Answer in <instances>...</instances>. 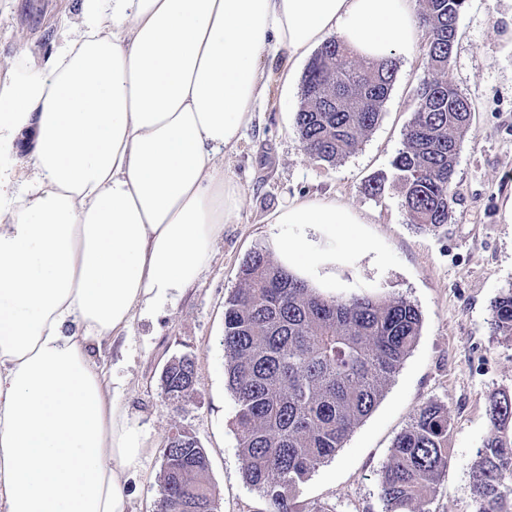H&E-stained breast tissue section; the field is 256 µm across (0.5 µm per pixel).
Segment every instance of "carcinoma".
<instances>
[{
	"instance_id": "obj_1",
	"label": "carcinoma",
	"mask_w": 512,
	"mask_h": 512,
	"mask_svg": "<svg viewBox=\"0 0 512 512\" xmlns=\"http://www.w3.org/2000/svg\"><path fill=\"white\" fill-rule=\"evenodd\" d=\"M424 51L433 76L392 161L410 223L429 231L448 223L452 177L472 119V104L446 78L466 0H420ZM397 62L368 63L343 40H326L302 80L295 125L304 151L328 163L348 157L377 125L397 77ZM418 308L403 298L330 296L254 251L240 286L224 302V376L237 412L238 452L245 481L269 512H332L308 506L296 490L336 455L369 416L414 349ZM491 328L512 337V284L496 298ZM160 386L173 404L194 394V362L169 361ZM491 434L477 449L472 490L477 512H512V393L486 407ZM448 409L423 405L394 440L379 473L385 512H429L428 497L448 467ZM163 442L161 512H217L205 448L193 436Z\"/></svg>"
}]
</instances>
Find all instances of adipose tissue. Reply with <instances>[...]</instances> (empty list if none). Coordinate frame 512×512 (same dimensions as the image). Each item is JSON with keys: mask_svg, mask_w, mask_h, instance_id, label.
I'll return each mask as SVG.
<instances>
[{"mask_svg": "<svg viewBox=\"0 0 512 512\" xmlns=\"http://www.w3.org/2000/svg\"><path fill=\"white\" fill-rule=\"evenodd\" d=\"M376 61L411 50L413 0H81L46 63L0 82V512H126L144 446L94 360L201 277L243 191L224 176L267 101L263 55L329 35ZM275 223L278 262L336 286L327 199Z\"/></svg>", "mask_w": 512, "mask_h": 512, "instance_id": "ef3b65f1", "label": "adipose tissue"}]
</instances>
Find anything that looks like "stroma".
I'll use <instances>...</instances> for the list:
<instances>
[{"mask_svg": "<svg viewBox=\"0 0 512 512\" xmlns=\"http://www.w3.org/2000/svg\"><path fill=\"white\" fill-rule=\"evenodd\" d=\"M78 9L79 0H0V75L23 50L52 52ZM395 59L397 79L381 120L354 153L332 165L308 155L296 133L306 61L295 63L286 84L279 77L285 55L262 58L274 73L270 97L224 159L225 177L244 190L238 223L225 225L193 287L136 317L128 334L103 348L122 380L130 423L146 438L127 512H160L161 446L175 428L205 448L218 512H267L241 474L237 405L224 379V301L240 283L246 255L274 253L275 239L292 233V225L273 223L275 212L314 198L347 203L366 218L336 230L337 295L406 298L421 311L423 327L375 410L300 485L299 500L325 503L331 512H384L377 475L397 435L433 401L447 406L451 431L448 467L428 508L476 512L471 471L490 429L486 404L494 393L512 391V338L489 328L493 301L512 284V0H466L459 17L447 78L471 102L473 121L453 176L451 217L434 232L409 223L392 167L426 62L418 46ZM372 180L383 185L380 197L367 193ZM353 234L372 240L378 257L353 253ZM182 355L195 362V393L177 406L165 399L159 378Z\"/></svg>", "mask_w": 512, "mask_h": 512, "instance_id": "1", "label": "stroma"}]
</instances>
